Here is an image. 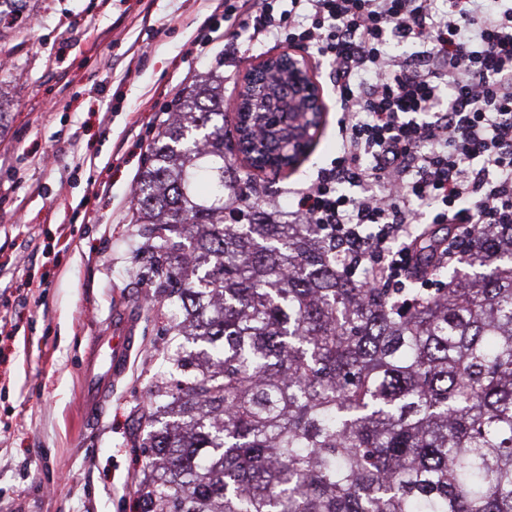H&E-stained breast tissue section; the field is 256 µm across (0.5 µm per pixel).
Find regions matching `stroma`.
I'll use <instances>...</instances> for the list:
<instances>
[{
    "label": "stroma",
    "instance_id": "obj_1",
    "mask_svg": "<svg viewBox=\"0 0 512 512\" xmlns=\"http://www.w3.org/2000/svg\"><path fill=\"white\" fill-rule=\"evenodd\" d=\"M209 17L223 20L213 0H29L0 29V108L12 115L0 125V512H134L133 419L169 346L128 277L143 157L166 105L215 68L233 135L245 71L287 49L250 45L225 67L223 42L193 45ZM337 119L328 110L297 169L257 173L279 210L335 158ZM119 315L137 343L91 422L86 364Z\"/></svg>",
    "mask_w": 512,
    "mask_h": 512
}]
</instances>
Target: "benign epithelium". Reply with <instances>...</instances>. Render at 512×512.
Here are the masks:
<instances>
[{
  "label": "benign epithelium",
  "mask_w": 512,
  "mask_h": 512,
  "mask_svg": "<svg viewBox=\"0 0 512 512\" xmlns=\"http://www.w3.org/2000/svg\"><path fill=\"white\" fill-rule=\"evenodd\" d=\"M243 106L232 149L256 171L296 168L311 152L326 112L308 60L290 52L268 55L245 72L235 110ZM249 124L266 130L258 150L244 138Z\"/></svg>",
  "instance_id": "1"
}]
</instances>
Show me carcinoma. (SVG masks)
<instances>
[{"mask_svg":"<svg viewBox=\"0 0 512 512\" xmlns=\"http://www.w3.org/2000/svg\"><path fill=\"white\" fill-rule=\"evenodd\" d=\"M131 223L129 277L178 340L135 512H512V224L418 240L438 288L367 287L324 225L270 220L218 77L176 96Z\"/></svg>","mask_w":512,"mask_h":512,"instance_id":"obj_1","label":"carcinoma"}]
</instances>
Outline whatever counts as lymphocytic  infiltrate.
<instances>
[{
	"label": "lymphocytic infiltrate",
	"mask_w": 512,
	"mask_h": 512,
	"mask_svg": "<svg viewBox=\"0 0 512 512\" xmlns=\"http://www.w3.org/2000/svg\"><path fill=\"white\" fill-rule=\"evenodd\" d=\"M245 39L306 43L331 65L341 151L288 221L334 229L344 263L386 256L374 278L397 285L419 225L512 224L506 0H224L225 62Z\"/></svg>",
	"instance_id": "lymphocytic-infiltrate-1"
}]
</instances>
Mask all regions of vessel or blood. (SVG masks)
I'll use <instances>...</instances> for the list:
<instances>
[{
	"mask_svg": "<svg viewBox=\"0 0 512 512\" xmlns=\"http://www.w3.org/2000/svg\"><path fill=\"white\" fill-rule=\"evenodd\" d=\"M133 346L134 338L131 327L124 321L114 322L111 335L97 339V349L106 348L110 351V366L107 374L100 375L94 371L95 366L100 363L99 357L95 356L90 360L92 369L87 373L89 379L88 404L85 411L87 417H94L100 404L108 394L113 380L123 374Z\"/></svg>",
	"mask_w": 512,
	"mask_h": 512,
	"instance_id": "1",
	"label": "vessel or blood"
}]
</instances>
